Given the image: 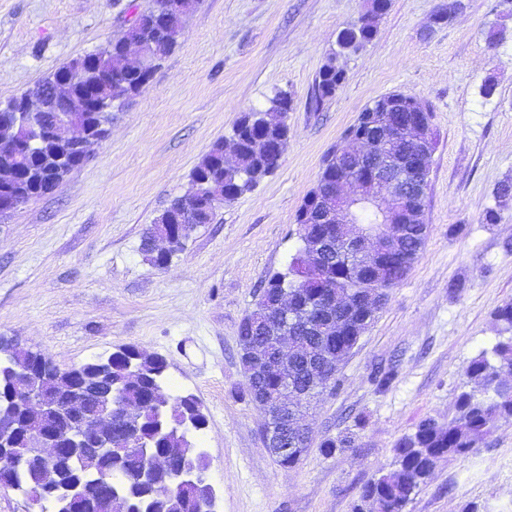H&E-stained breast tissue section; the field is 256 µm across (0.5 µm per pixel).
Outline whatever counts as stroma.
I'll use <instances>...</instances> for the list:
<instances>
[{
	"label": "stroma",
	"mask_w": 512,
	"mask_h": 512,
	"mask_svg": "<svg viewBox=\"0 0 512 512\" xmlns=\"http://www.w3.org/2000/svg\"><path fill=\"white\" fill-rule=\"evenodd\" d=\"M151 0H0V103L119 36ZM371 0H200L150 83L115 111L93 156L0 224V338L66 369L132 346L165 358L164 390L207 415L216 512H354L360 486L390 470L394 444L447 418L464 368L498 340L512 302V0H391L375 38L340 57L346 80L320 110L315 77L336 35ZM292 99L278 168L199 225L165 267L145 230L191 190V172L243 113ZM413 95L431 111L425 248L307 412L294 467L265 448L245 393L239 326L264 282L287 272L295 218L322 161L372 101ZM496 223H486L487 210ZM351 448L323 455L341 431ZM512 512V423L469 456L440 459L406 512Z\"/></svg>",
	"instance_id": "1"
}]
</instances>
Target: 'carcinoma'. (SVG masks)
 <instances>
[{"instance_id": "cac0c4a2", "label": "carcinoma", "mask_w": 512, "mask_h": 512, "mask_svg": "<svg viewBox=\"0 0 512 512\" xmlns=\"http://www.w3.org/2000/svg\"><path fill=\"white\" fill-rule=\"evenodd\" d=\"M172 0H152L151 9L141 15L137 33L156 41L162 54H168L175 43L163 37L158 31L154 18H163L166 7ZM373 39L365 25H352L339 31L336 43L340 52H356ZM96 71L102 75H112V80L93 82L80 73V67ZM64 72L73 80V92L76 96L91 95L101 103L100 110L93 116V121L108 127L112 124V110L124 102L128 94L139 93L149 84L150 78L139 71L131 70L129 61L122 48V39H114L96 52L74 58L42 80L37 88L49 92V86L57 74ZM345 79V72L336 67L335 58L320 69L315 78L311 105L318 109L323 103L335 96ZM291 110V98L286 92L276 93L269 101V106L260 111L246 112L240 116L233 128L231 139L238 142L240 150L237 166L233 169L224 167V142L215 143L202 157L191 174L193 183L205 182L216 193L231 191L236 196L252 190L264 177L272 173L278 163L265 155L261 143L273 145L287 144L288 112ZM57 113L48 112H12L3 117L4 122L28 136L36 130L50 125ZM53 152V147L35 142L30 153L18 163L23 171H33L57 182H62L68 171L52 172L46 168V161ZM346 146H338L330 151L322 165L316 185L308 192L301 204L296 223L303 224V213L310 209V200L323 191L338 175L359 178L365 170L354 169L346 165ZM331 224H310L307 232L300 236L301 246L292 258L288 272L273 274L258 295L256 304L268 308L273 306L275 297L281 291H288L296 298L297 310L301 320V329L296 335V356L299 364L294 383L305 389L311 378L306 364L329 355L331 359L344 358L358 344L361 336L368 330L375 319L377 310L358 312L348 318L346 330L336 332L326 326L323 318L324 298L331 292L387 295V291L399 284L418 260L427 239V227L423 224H404L401 226V247L398 257L402 267L394 273L392 282L382 283L372 278L366 268L357 269L355 258L337 251L324 263L321 277L317 281H308L306 243L313 235L331 234ZM497 322L508 337L498 341L492 352L482 351L472 358L465 368V376L471 387L463 389L457 396L454 413L448 419L439 421L426 418L420 421L414 431L400 438L394 446V468L382 471L364 483L359 490L360 500L372 505L371 512H405L412 495L430 477L437 460L448 457L457 458L468 455L479 443L487 440L495 430L512 423V390L507 387L512 382V303L500 306L495 312ZM45 359L40 351L19 348L8 342H0V414L15 424V433L7 438V445L23 453L22 445L29 421L20 407L10 400L13 385L12 374H19L38 360ZM112 372L99 376L98 362L83 365L85 377L91 381L112 382L116 390L114 399L125 403L132 422L140 429L144 444L150 453L165 455L174 448L183 449L186 465L204 474L209 467L205 454L194 448L191 443L180 437L185 426L202 430L206 416L201 410H195L199 404L192 395H167L163 391L167 364L162 357H144L142 360L146 380L138 385L122 381L127 365L126 352L120 350L110 355ZM281 383L274 372L266 371L259 377V384L246 379V391L249 398H254L260 390L271 393L280 391ZM355 447L354 438L347 432L328 436L320 444L321 451L330 455L338 448ZM13 471L15 487L31 494L39 487V476L17 457L9 460ZM110 471L112 489L119 504L126 512H207L202 506L173 491L178 481L177 469L165 478V483L172 492L164 496L155 495L151 485L139 487L136 494H131L124 483L123 472H135L142 467V457L125 458L102 456L101 468H90L77 461H71L65 472V482L80 486L93 494L101 480L102 468Z\"/></svg>"}]
</instances>
